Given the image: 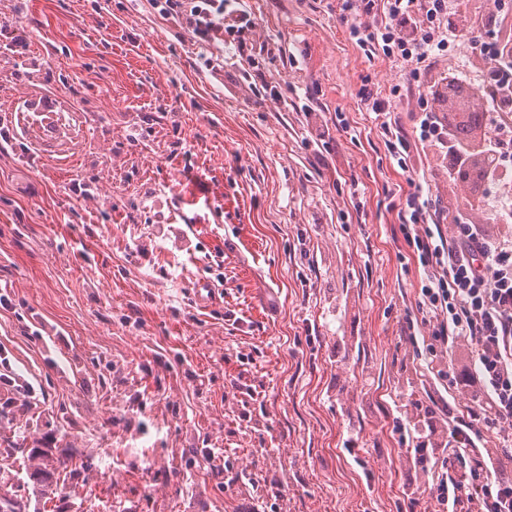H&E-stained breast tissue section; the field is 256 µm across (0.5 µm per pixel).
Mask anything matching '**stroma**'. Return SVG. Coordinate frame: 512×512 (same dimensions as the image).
Masks as SVG:
<instances>
[{"label": "stroma", "instance_id": "stroma-1", "mask_svg": "<svg viewBox=\"0 0 512 512\" xmlns=\"http://www.w3.org/2000/svg\"><path fill=\"white\" fill-rule=\"evenodd\" d=\"M341 2L244 0L245 54L209 67L151 0H0V351L35 389L0 385V488L31 512H435L401 430L457 425L467 354L426 367L407 176L358 91L407 124L420 85L483 60L412 79ZM32 448L94 470L37 485Z\"/></svg>", "mask_w": 512, "mask_h": 512}]
</instances>
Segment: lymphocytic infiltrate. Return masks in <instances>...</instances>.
I'll return each instance as SVG.
<instances>
[{"instance_id":"lymphocytic-infiltrate-1","label":"lymphocytic infiltrate","mask_w":512,"mask_h":512,"mask_svg":"<svg viewBox=\"0 0 512 512\" xmlns=\"http://www.w3.org/2000/svg\"><path fill=\"white\" fill-rule=\"evenodd\" d=\"M229 0H165L166 13L186 25L196 44L223 39L247 14L228 9ZM455 0H343L341 19L367 55H383L433 68L458 34L444 25ZM487 63L486 107L477 110L462 95L468 76L449 71L446 90L430 86L419 95L414 133L392 117L390 100L361 88L360 100L379 128L391 164L411 173L417 148L433 146L450 183L469 195L471 210L486 215L477 223L462 212L430 211L422 184L405 195L398 213L403 239L422 268L418 307L432 327L441 351L471 352L464 390L470 404L461 428L440 438L415 439V466L440 505L465 498L468 512H512V476L505 455L478 451L475 442L487 427L512 431V152L489 136L490 113H512V50L503 41L472 40ZM448 452L443 467L427 464L428 448ZM468 465L481 482L462 484L456 464Z\"/></svg>"}]
</instances>
